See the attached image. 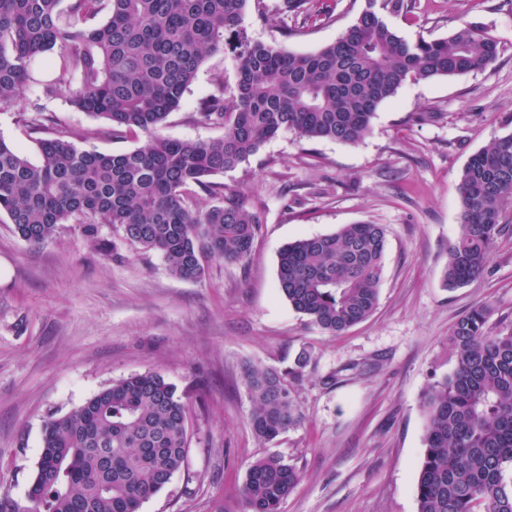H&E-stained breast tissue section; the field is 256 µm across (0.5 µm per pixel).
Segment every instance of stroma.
Wrapping results in <instances>:
<instances>
[{
	"label": "stroma",
	"mask_w": 512,
	"mask_h": 512,
	"mask_svg": "<svg viewBox=\"0 0 512 512\" xmlns=\"http://www.w3.org/2000/svg\"><path fill=\"white\" fill-rule=\"evenodd\" d=\"M283 0H263L265 21L247 11L249 36L314 52L354 24L365 0H318L282 37ZM387 16L414 42L467 23L488 27L501 52L487 69L407 82L377 109L369 133L348 144L303 140L288 129L224 173L225 192L255 209L261 228L241 263L210 261L198 281L170 274L159 254L130 245L103 224L107 251L76 225L42 244L23 241L0 214V496L23 512L46 422L82 406L113 381L154 371L187 396L185 465L139 512H241L248 465L275 454L302 475L281 512H417L426 421L420 399L453 369L448 336L472 308H492L490 330L512 328V218L497 234L483 276L445 286L459 231L460 180L469 158L512 133V0H409ZM14 106L0 110V141L31 162L38 140L88 129L85 150L119 154L141 138L74 108L67 90L46 93L49 57L35 64ZM237 78L231 52L208 57L160 133L210 140L199 104ZM44 128L32 133L31 117ZM385 225L379 300L373 315L332 336L296 312L278 290V256L297 239L342 225ZM312 361L294 384L301 418L267 442L248 422L245 365L287 368L301 346Z\"/></svg>",
	"instance_id": "35a3bbf8"
}]
</instances>
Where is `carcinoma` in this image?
Listing matches in <instances>:
<instances>
[{"label":"carcinoma","instance_id":"obj_1","mask_svg":"<svg viewBox=\"0 0 512 512\" xmlns=\"http://www.w3.org/2000/svg\"><path fill=\"white\" fill-rule=\"evenodd\" d=\"M0 0V109L35 80L32 65L52 55L46 93L65 87L77 110L112 130L146 140L105 154L76 144L91 130L39 141L30 162L0 142V213L25 241L43 243L65 224L98 244V225L122 228L132 245L158 252L182 280L204 276L208 260L241 262L260 226L257 212L212 177L235 169L284 128L301 139L360 141L378 107L408 81L481 71L500 52L490 31L466 23L446 37L413 43L384 16L406 0H367L357 22L312 53L252 40L249 0ZM311 0H284L280 27L309 13ZM108 11L100 23L93 20ZM230 50L235 86L201 103L199 118L222 127L207 140H172L159 128L203 61ZM213 204L202 207L200 196ZM459 234L444 280L455 288L481 276L496 231L512 213V134L471 156L460 182ZM387 230L345 224L299 239L278 257L288 304L321 330L340 335L375 311ZM492 308L460 316L448 337L452 373L421 396L425 450L417 512H512V329L491 333ZM302 348L285 369L248 365L243 380L254 433L273 441L300 413L291 381L303 376ZM187 405L174 385L145 371L112 383L44 427L32 488L33 512H138L184 464ZM301 479L276 455L249 465L239 490L243 512H280Z\"/></svg>","mask_w":512,"mask_h":512}]
</instances>
